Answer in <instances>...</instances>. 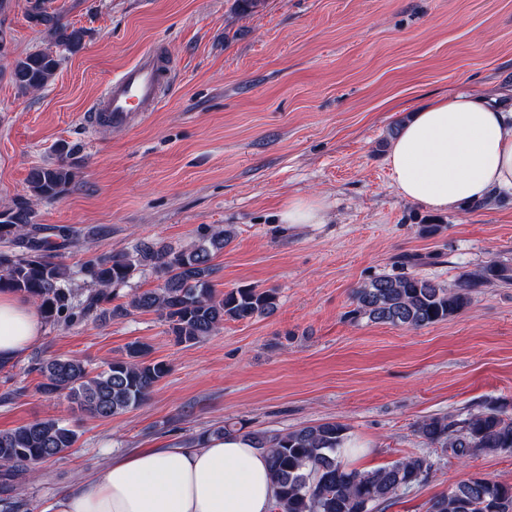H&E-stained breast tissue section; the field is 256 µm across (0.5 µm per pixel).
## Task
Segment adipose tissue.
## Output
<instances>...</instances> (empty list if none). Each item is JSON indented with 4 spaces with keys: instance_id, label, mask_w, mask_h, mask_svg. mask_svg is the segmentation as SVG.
I'll return each mask as SVG.
<instances>
[{
    "instance_id": "obj_1",
    "label": "adipose tissue",
    "mask_w": 512,
    "mask_h": 512,
    "mask_svg": "<svg viewBox=\"0 0 512 512\" xmlns=\"http://www.w3.org/2000/svg\"><path fill=\"white\" fill-rule=\"evenodd\" d=\"M387 164L400 196L434 212L512 194V112L473 92L434 100L402 123ZM43 333L27 297L0 292V362L19 360ZM273 501L265 454L209 437L112 456L42 512H270Z\"/></svg>"
}]
</instances>
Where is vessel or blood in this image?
Returning <instances> with one entry per match:
<instances>
[{
  "label": "vessel or blood",
  "mask_w": 512,
  "mask_h": 512,
  "mask_svg": "<svg viewBox=\"0 0 512 512\" xmlns=\"http://www.w3.org/2000/svg\"><path fill=\"white\" fill-rule=\"evenodd\" d=\"M174 78L172 61L162 57L160 48H148L112 77L90 110L107 117L112 125H128L159 106Z\"/></svg>",
  "instance_id": "b4317fda"
}]
</instances>
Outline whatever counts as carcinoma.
Returning a JSON list of instances; mask_svg holds the SVG:
<instances>
[{
    "label": "carcinoma",
    "instance_id": "carcinoma-1",
    "mask_svg": "<svg viewBox=\"0 0 512 512\" xmlns=\"http://www.w3.org/2000/svg\"><path fill=\"white\" fill-rule=\"evenodd\" d=\"M26 13L48 39L69 51L84 38L48 11L47 0H26ZM61 59L50 50L15 61L11 79L22 92L36 91L56 74ZM57 160L37 166L28 175V191L36 199L52 200L74 182L68 162L71 149L60 145ZM81 237L71 225L47 229L33 221L25 199L0 206V290L32 299L49 324H73L94 318L112 320L132 312H153L168 326L178 344L192 346L219 331L224 322L248 321L277 308L275 288L241 285L215 294L210 277L212 260L224 250L232 233L206 227L189 247L174 249L142 243L132 250L100 254L73 269L59 260V251ZM149 267L162 283L136 291L124 305H112L121 287ZM512 281V267L497 260L460 277L454 288L412 272L381 275L353 292L351 317L418 329L445 321L470 302L471 293ZM151 346L135 341L125 355L99 372L82 362L52 357L37 363L38 388L49 397H63L82 412L101 419L141 405L168 375L169 364L150 357ZM347 427L338 421L308 424L286 431H248L243 421L224 422L200 437H238L266 453L274 487L273 512H375L404 492L424 483L433 462L409 454L393 464L359 471L346 466L339 450L347 442ZM416 433L427 445L443 448L464 460L476 452L512 453V417L496 401L463 414L423 418ZM78 440L75 429L54 418L36 420L0 431V506L14 512L13 492L20 476L67 449ZM427 512H512V484L474 475L433 499Z\"/></svg>",
    "mask_w": 512,
    "mask_h": 512
}]
</instances>
